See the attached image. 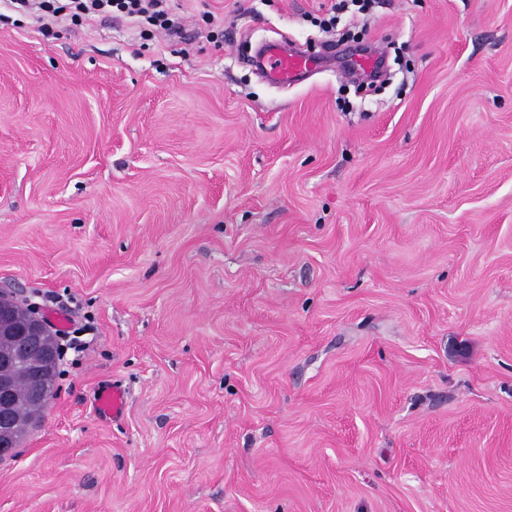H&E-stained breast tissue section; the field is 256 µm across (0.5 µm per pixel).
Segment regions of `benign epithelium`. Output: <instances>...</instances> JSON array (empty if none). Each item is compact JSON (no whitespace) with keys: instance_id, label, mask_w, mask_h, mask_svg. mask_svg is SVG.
<instances>
[{"instance_id":"obj_1","label":"benign epithelium","mask_w":512,"mask_h":512,"mask_svg":"<svg viewBox=\"0 0 512 512\" xmlns=\"http://www.w3.org/2000/svg\"><path fill=\"white\" fill-rule=\"evenodd\" d=\"M0 335L10 344L0 350V460L13 457L35 418L11 414L16 399L14 376L23 370L34 377L53 372L58 359L52 341L54 331L33 303L0 290Z\"/></svg>"}]
</instances>
